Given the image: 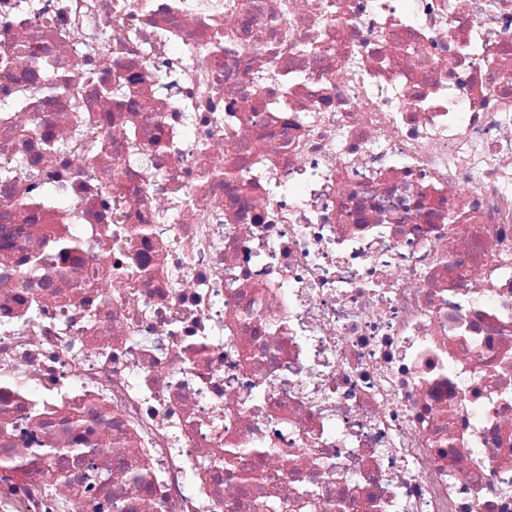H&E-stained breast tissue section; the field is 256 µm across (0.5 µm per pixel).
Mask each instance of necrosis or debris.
Listing matches in <instances>:
<instances>
[{
  "label": "necrosis or debris",
  "instance_id": "1",
  "mask_svg": "<svg viewBox=\"0 0 512 512\" xmlns=\"http://www.w3.org/2000/svg\"><path fill=\"white\" fill-rule=\"evenodd\" d=\"M15 97L0 512H512V0H0Z\"/></svg>",
  "mask_w": 512,
  "mask_h": 512
}]
</instances>
